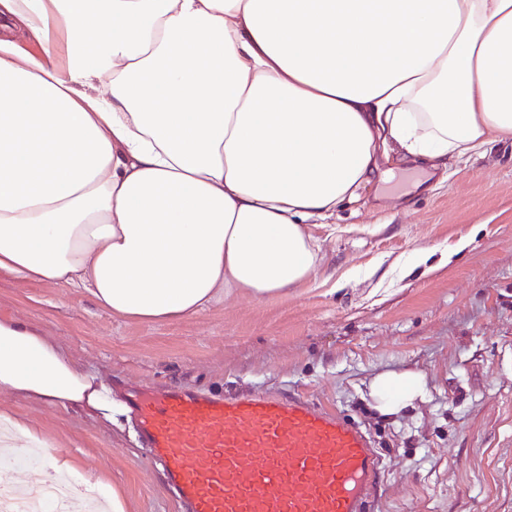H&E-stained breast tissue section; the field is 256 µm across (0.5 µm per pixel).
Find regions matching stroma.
<instances>
[{
    "label": "stroma",
    "instance_id": "1",
    "mask_svg": "<svg viewBox=\"0 0 512 512\" xmlns=\"http://www.w3.org/2000/svg\"><path fill=\"white\" fill-rule=\"evenodd\" d=\"M309 232L321 250L307 283L182 320L123 318L0 273V315L37 326L114 397L103 416L0 391V415L64 451L78 492L103 481L125 512H178L124 389L299 394L373 437L385 472L368 512H512V144L449 163L440 181L396 168ZM420 248L434 249L435 269L407 268ZM405 370L424 375V399L380 414L371 380Z\"/></svg>",
    "mask_w": 512,
    "mask_h": 512
}]
</instances>
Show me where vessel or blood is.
Listing matches in <instances>:
<instances>
[{"mask_svg": "<svg viewBox=\"0 0 512 512\" xmlns=\"http://www.w3.org/2000/svg\"><path fill=\"white\" fill-rule=\"evenodd\" d=\"M124 407L182 512H365L378 485L371 436L302 396L165 387Z\"/></svg>", "mask_w": 512, "mask_h": 512, "instance_id": "b4317fda", "label": "vessel or blood"}]
</instances>
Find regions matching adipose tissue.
Segmentation results:
<instances>
[{
    "label": "adipose tissue",
    "mask_w": 512,
    "mask_h": 512,
    "mask_svg": "<svg viewBox=\"0 0 512 512\" xmlns=\"http://www.w3.org/2000/svg\"><path fill=\"white\" fill-rule=\"evenodd\" d=\"M0 271L144 322L308 280L309 223L381 162L512 143V0H0ZM0 390L106 410L103 383L0 317ZM425 394L376 376V409ZM0 446L63 451L0 418Z\"/></svg>",
    "instance_id": "adipose-tissue-1"
}]
</instances>
